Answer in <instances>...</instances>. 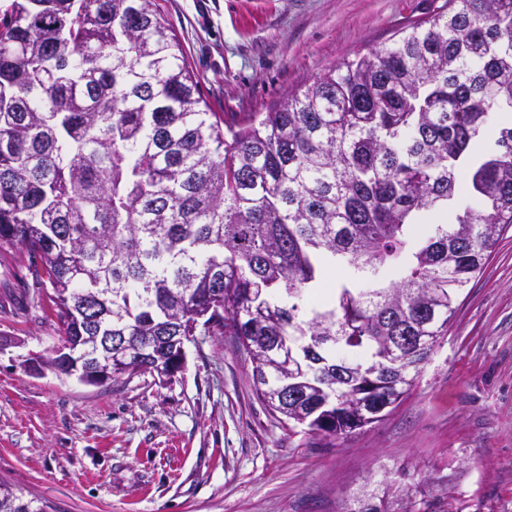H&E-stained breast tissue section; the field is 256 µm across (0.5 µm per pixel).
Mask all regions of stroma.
<instances>
[{"label": "stroma", "mask_w": 512, "mask_h": 512, "mask_svg": "<svg viewBox=\"0 0 512 512\" xmlns=\"http://www.w3.org/2000/svg\"><path fill=\"white\" fill-rule=\"evenodd\" d=\"M444 0H156L210 108L234 124L389 45ZM0 246V481L49 512H343L401 473L426 512H512V227L409 397L326 445L258 399L229 337L183 369L102 386L21 361L57 343L48 288Z\"/></svg>", "instance_id": "1"}]
</instances>
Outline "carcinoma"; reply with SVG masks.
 I'll return each instance as SVG.
<instances>
[{
    "instance_id": "cac0c4a2",
    "label": "carcinoma",
    "mask_w": 512,
    "mask_h": 512,
    "mask_svg": "<svg viewBox=\"0 0 512 512\" xmlns=\"http://www.w3.org/2000/svg\"><path fill=\"white\" fill-rule=\"evenodd\" d=\"M229 132L154 0L0 9V244L59 341L230 336L331 445L406 400L512 224V0H446ZM0 512L44 509L0 483Z\"/></svg>"
}]
</instances>
